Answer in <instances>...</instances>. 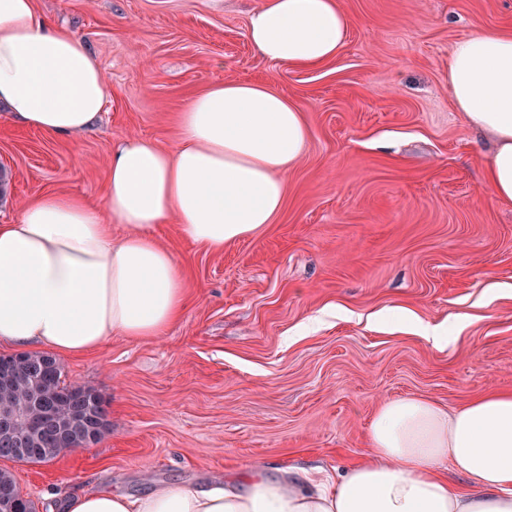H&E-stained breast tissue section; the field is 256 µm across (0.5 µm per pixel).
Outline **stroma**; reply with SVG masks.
<instances>
[{"label": "stroma", "mask_w": 512, "mask_h": 512, "mask_svg": "<svg viewBox=\"0 0 512 512\" xmlns=\"http://www.w3.org/2000/svg\"><path fill=\"white\" fill-rule=\"evenodd\" d=\"M259 0H36L81 39L110 87L101 122L60 139L0 117V224L46 193L101 202L128 138L176 143L187 101L269 80L310 134L276 222L223 250L156 236L181 266L182 319L66 356L111 431L50 464L0 459L37 512L78 488L142 496L261 470L335 478L369 450L386 400L457 408L512 391V204L481 179L492 143L448 92V55L512 0H341L351 23L313 70L261 58Z\"/></svg>", "instance_id": "stroma-1"}]
</instances>
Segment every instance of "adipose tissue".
I'll use <instances>...</instances> for the list:
<instances>
[{
    "label": "adipose tissue",
    "instance_id": "ef3b65f1",
    "mask_svg": "<svg viewBox=\"0 0 512 512\" xmlns=\"http://www.w3.org/2000/svg\"><path fill=\"white\" fill-rule=\"evenodd\" d=\"M339 0H261L246 34L264 59L314 69L342 49ZM448 91L495 149L483 180L512 203V28L479 31L448 56ZM109 87L88 47L0 0V105L9 119L60 138L90 131ZM170 148L130 138L108 161L102 204L71 194L28 200L0 224V342L63 355L109 336L164 335L184 310L182 270L153 235L176 219L214 250L260 232L283 209L289 171L309 139L302 113L269 82H227L195 95ZM125 233L113 237V225ZM370 454L313 491L256 471L227 489L167 484L131 497L88 488L64 512H512V393L449 409L424 396L385 401Z\"/></svg>",
    "mask_w": 512,
    "mask_h": 512
}]
</instances>
